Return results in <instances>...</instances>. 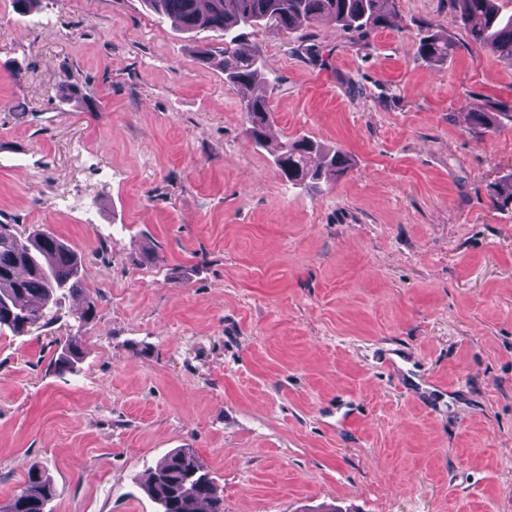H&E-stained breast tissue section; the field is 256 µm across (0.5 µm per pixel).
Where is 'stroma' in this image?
<instances>
[{"instance_id":"1","label":"stroma","mask_w":512,"mask_h":512,"mask_svg":"<svg viewBox=\"0 0 512 512\" xmlns=\"http://www.w3.org/2000/svg\"><path fill=\"white\" fill-rule=\"evenodd\" d=\"M396 4L366 36L248 34L271 137L351 157L292 189L199 57L220 33L142 0H0V222L69 243L97 310L73 374L83 296L0 329V504L38 465L51 512H159L148 472L190 448L224 512H512V122L472 123L512 109V68L450 0ZM428 33L448 60L417 57ZM79 338V334L69 336L60 346V352L54 360V366L56 368L70 373L76 371L77 364L81 360L82 354Z\"/></svg>"}]
</instances>
